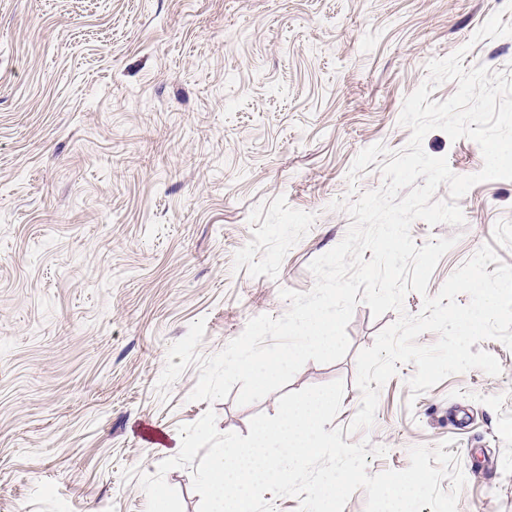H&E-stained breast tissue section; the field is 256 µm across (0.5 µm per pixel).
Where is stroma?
Listing matches in <instances>:
<instances>
[{
	"label": "stroma",
	"mask_w": 512,
	"mask_h": 512,
	"mask_svg": "<svg viewBox=\"0 0 512 512\" xmlns=\"http://www.w3.org/2000/svg\"><path fill=\"white\" fill-rule=\"evenodd\" d=\"M505 0H0V512H145L139 474L167 436L214 411L248 435L278 393L190 401L189 366L160 394L169 345L204 320L211 356L247 322L309 291L313 259L345 237L332 209L358 153L402 149L403 101L426 65L468 47L464 68L512 72V36L473 42ZM453 173L477 143L429 132ZM465 223L411 225L416 245L452 237L436 295L482 245L512 265V180L473 186ZM397 312L360 304L339 361L307 362L287 391L343 381L334 426L357 413L356 357ZM411 396L416 367L381 389L374 425L350 435L402 470L448 442L466 485L458 512H512V350Z\"/></svg>",
	"instance_id": "35a3bbf8"
}]
</instances>
